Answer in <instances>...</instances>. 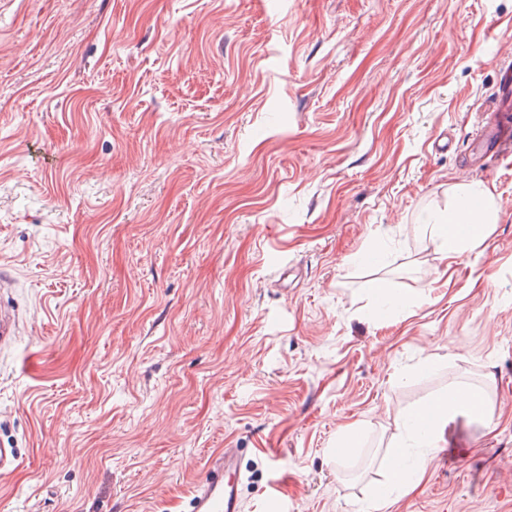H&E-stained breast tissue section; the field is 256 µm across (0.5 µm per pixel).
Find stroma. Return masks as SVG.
Wrapping results in <instances>:
<instances>
[{
    "label": "stroma",
    "instance_id": "35a3bbf8",
    "mask_svg": "<svg viewBox=\"0 0 512 512\" xmlns=\"http://www.w3.org/2000/svg\"><path fill=\"white\" fill-rule=\"evenodd\" d=\"M502 62L512 0H0V512H189L227 448L242 512H368L455 382L492 421L392 512H512V162L469 163ZM471 183L497 222L444 255ZM499 206L480 184L460 186L448 210L432 214L422 224L445 253L473 251L486 238L489 224H495Z\"/></svg>",
    "mask_w": 512,
    "mask_h": 512
}]
</instances>
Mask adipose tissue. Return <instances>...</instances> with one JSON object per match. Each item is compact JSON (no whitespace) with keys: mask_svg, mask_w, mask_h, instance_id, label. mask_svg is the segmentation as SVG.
<instances>
[{"mask_svg":"<svg viewBox=\"0 0 512 512\" xmlns=\"http://www.w3.org/2000/svg\"><path fill=\"white\" fill-rule=\"evenodd\" d=\"M498 210L494 197L484 186L464 185L458 188L448 210L428 217L424 229L445 252H470L483 243L489 224L497 220ZM461 412L484 420L490 417L491 410L481 389L472 385L449 387L447 393L422 407L419 417L398 420L400 439L388 459L389 474L397 487L408 488L410 478L422 477L427 465L422 457L409 463L407 445L416 440L428 448L438 447L449 422Z\"/></svg>","mask_w":512,"mask_h":512,"instance_id":"obj_1","label":"adipose tissue"}]
</instances>
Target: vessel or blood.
<instances>
[{
	"label": "vessel or blood",
	"instance_id": "b4317fda",
	"mask_svg": "<svg viewBox=\"0 0 512 512\" xmlns=\"http://www.w3.org/2000/svg\"><path fill=\"white\" fill-rule=\"evenodd\" d=\"M480 136L494 159L512 155V124H494L482 128ZM241 471L234 449H225L211 459L208 472L192 491L190 512H242Z\"/></svg>",
	"mask_w": 512,
	"mask_h": 512
}]
</instances>
